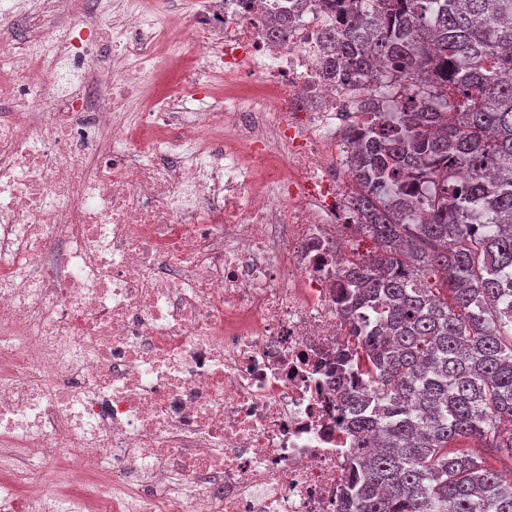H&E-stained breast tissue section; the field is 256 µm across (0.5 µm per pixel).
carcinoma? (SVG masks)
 Masks as SVG:
<instances>
[{"mask_svg":"<svg viewBox=\"0 0 512 512\" xmlns=\"http://www.w3.org/2000/svg\"><path fill=\"white\" fill-rule=\"evenodd\" d=\"M328 79L375 68L399 85L394 129L371 115L354 230L375 249L346 267L352 339L336 384L353 445L341 512H512L494 462L512 460V0H325ZM470 180L448 186V171ZM433 177L394 207L407 178ZM371 378L367 392L350 385Z\"/></svg>","mask_w":512,"mask_h":512,"instance_id":"carcinoma-1","label":"carcinoma"}]
</instances>
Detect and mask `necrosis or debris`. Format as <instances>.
<instances>
[{
	"instance_id": "obj_1",
	"label": "necrosis or debris",
	"mask_w": 512,
	"mask_h": 512,
	"mask_svg": "<svg viewBox=\"0 0 512 512\" xmlns=\"http://www.w3.org/2000/svg\"><path fill=\"white\" fill-rule=\"evenodd\" d=\"M41 2L0 0V512H340L347 136L391 91L327 79L324 0Z\"/></svg>"
}]
</instances>
